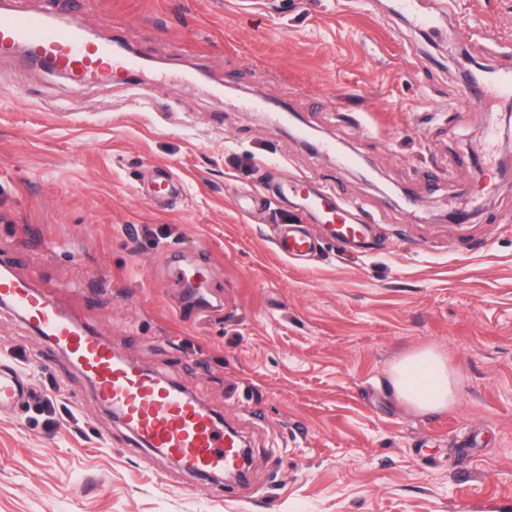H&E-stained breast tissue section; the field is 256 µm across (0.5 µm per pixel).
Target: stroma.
<instances>
[{
    "label": "stroma",
    "instance_id": "stroma-1",
    "mask_svg": "<svg viewBox=\"0 0 512 512\" xmlns=\"http://www.w3.org/2000/svg\"><path fill=\"white\" fill-rule=\"evenodd\" d=\"M393 2L83 0L144 60V96L0 59V257L251 452L247 483L198 485L0 306V359L39 393L0 414V512H512V125L496 106L486 140L458 62L512 70V0H447L436 33ZM487 20L497 38L472 52ZM248 96L298 118L270 125ZM164 164L183 193L158 211L136 186ZM304 175L364 205L367 250L314 224L297 264L274 231L305 214L234 202ZM176 251L206 253L213 312L164 285ZM427 348L456 380L443 411L390 382Z\"/></svg>",
    "mask_w": 512,
    "mask_h": 512
}]
</instances>
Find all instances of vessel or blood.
I'll return each mask as SVG.
<instances>
[{
    "mask_svg": "<svg viewBox=\"0 0 512 512\" xmlns=\"http://www.w3.org/2000/svg\"><path fill=\"white\" fill-rule=\"evenodd\" d=\"M23 53L31 62L65 75L75 86L91 79L123 75L134 84L135 60L116 41L100 42L89 34L83 16L60 15L52 6L30 11L13 0H0V56ZM512 94V71H503L471 88L479 104L498 94ZM141 193L150 205L167 210L177 199L179 181L169 167H153L144 175ZM280 195L294 201L315 223L325 225L343 245L362 246L369 216L356 201L337 197L334 188L301 177L292 184L277 183ZM275 245L285 257L300 261L316 248L315 239L301 225L277 231ZM170 282L197 296L210 290L197 267L179 254L169 257ZM0 305L13 312L53 351L60 353L91 384L96 399L114 412L130 432L135 446L174 459L183 472L206 479L236 462V443L224 432V421L196 398L179 391L166 379L117 354L103 336L74 317L55 297L32 280L17 276L0 260ZM32 390L25 374L0 361V412L23 406Z\"/></svg>",
    "mask_w": 512,
    "mask_h": 512,
    "instance_id": "obj_1",
    "label": "vessel or blood"
}]
</instances>
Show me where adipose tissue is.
Here are the masks:
<instances>
[{
    "mask_svg": "<svg viewBox=\"0 0 512 512\" xmlns=\"http://www.w3.org/2000/svg\"><path fill=\"white\" fill-rule=\"evenodd\" d=\"M397 397L421 411L447 409L454 398L453 379L446 362L433 350L412 353L391 369Z\"/></svg>",
    "mask_w": 512,
    "mask_h": 512,
    "instance_id": "1",
    "label": "adipose tissue"
}]
</instances>
